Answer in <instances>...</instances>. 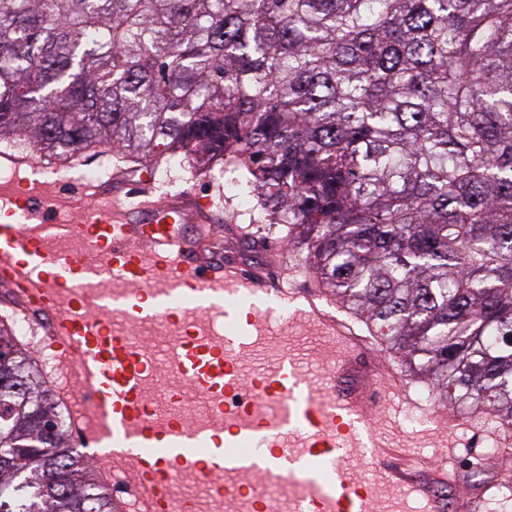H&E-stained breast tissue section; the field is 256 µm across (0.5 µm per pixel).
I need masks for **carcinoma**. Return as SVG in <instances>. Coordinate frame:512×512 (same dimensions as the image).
<instances>
[{
    "label": "carcinoma",
    "mask_w": 512,
    "mask_h": 512,
    "mask_svg": "<svg viewBox=\"0 0 512 512\" xmlns=\"http://www.w3.org/2000/svg\"><path fill=\"white\" fill-rule=\"evenodd\" d=\"M23 141L233 166L414 380L512 426V0H0V154ZM2 377L0 512H114L0 317Z\"/></svg>",
    "instance_id": "obj_1"
}]
</instances>
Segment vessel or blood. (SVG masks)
<instances>
[{"mask_svg": "<svg viewBox=\"0 0 512 512\" xmlns=\"http://www.w3.org/2000/svg\"><path fill=\"white\" fill-rule=\"evenodd\" d=\"M210 217L209 204L149 188L123 196L86 180L67 191L29 158L0 182V282L48 316L57 366L76 370L87 397L76 423L118 512H379L345 468L363 445L387 484L443 512L433 486L444 470L417 483L364 420L384 394L353 327L316 296L208 253L186 227ZM105 278L112 293L97 290ZM284 315L332 337L341 350L332 371L310 374L282 355L246 372ZM123 322L175 334L158 351ZM196 399L204 409L187 418Z\"/></svg>", "mask_w": 512, "mask_h": 512, "instance_id": "1", "label": "vessel or blood"}]
</instances>
